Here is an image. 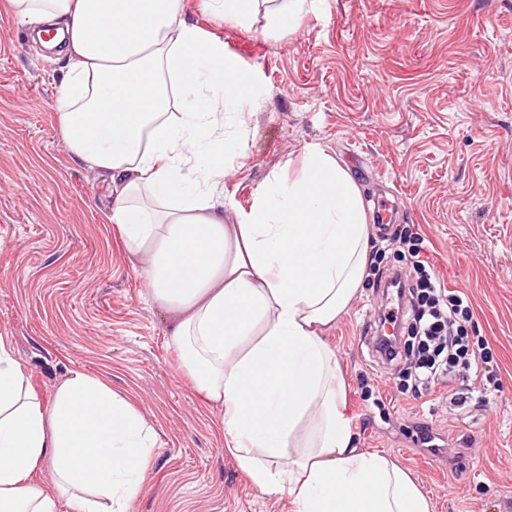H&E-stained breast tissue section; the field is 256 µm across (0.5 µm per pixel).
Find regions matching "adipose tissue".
<instances>
[{"label":"adipose tissue","mask_w":512,"mask_h":512,"mask_svg":"<svg viewBox=\"0 0 512 512\" xmlns=\"http://www.w3.org/2000/svg\"><path fill=\"white\" fill-rule=\"evenodd\" d=\"M54 29L65 76L55 109L70 155L111 184L109 219L148 296L173 314L170 342L223 412L224 447L251 485L294 512H433L412 473L358 448L324 334L361 288L372 249L360 188L322 147L224 221V172L257 91L181 0H11ZM227 23L299 28L309 0H205ZM181 110H170L172 99ZM156 439L99 378L72 373L44 409L0 336V512H127ZM50 462L57 492L29 481Z\"/></svg>","instance_id":"obj_1"}]
</instances>
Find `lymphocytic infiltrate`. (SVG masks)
<instances>
[{
    "mask_svg": "<svg viewBox=\"0 0 512 512\" xmlns=\"http://www.w3.org/2000/svg\"><path fill=\"white\" fill-rule=\"evenodd\" d=\"M413 258L414 274L401 277L392 272L387 287L398 289L406 299L404 316L408 323L405 343H387L376 338L379 359L402 368L407 391L420 398L439 382L477 380L484 375V360L471 350L466 325L473 316L467 294L448 289L434 267L421 256V238L405 234Z\"/></svg>",
    "mask_w": 512,
    "mask_h": 512,
    "instance_id": "1",
    "label": "lymphocytic infiltrate"
}]
</instances>
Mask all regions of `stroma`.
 I'll return each instance as SVG.
<instances>
[{
	"instance_id": "stroma-1",
	"label": "stroma",
	"mask_w": 512,
	"mask_h": 512,
	"mask_svg": "<svg viewBox=\"0 0 512 512\" xmlns=\"http://www.w3.org/2000/svg\"><path fill=\"white\" fill-rule=\"evenodd\" d=\"M184 14L223 40L260 93L224 177V221L255 188L318 144L358 184L381 269H408L394 236L469 295L470 335L493 353L486 379L404 393L366 334L381 301L365 282L324 336L338 355L358 445L409 469L434 512H512V0H314L300 27L272 35ZM56 52L0 0V335L44 407L74 371L104 380L153 429L150 472L129 512H291L263 495L224 448L222 412L169 344L171 313L146 296L108 220L110 187L72 161L55 104ZM428 426L440 447L418 432Z\"/></svg>"
}]
</instances>
